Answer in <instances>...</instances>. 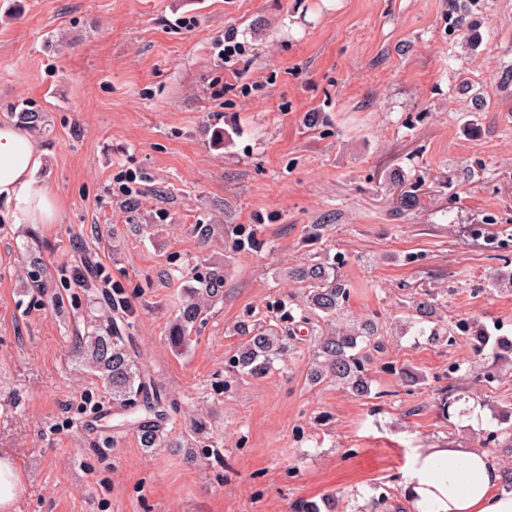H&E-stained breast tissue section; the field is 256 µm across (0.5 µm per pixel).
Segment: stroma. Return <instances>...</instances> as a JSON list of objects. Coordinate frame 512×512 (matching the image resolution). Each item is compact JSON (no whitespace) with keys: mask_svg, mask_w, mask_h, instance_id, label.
Returning <instances> with one entry per match:
<instances>
[{"mask_svg":"<svg viewBox=\"0 0 512 512\" xmlns=\"http://www.w3.org/2000/svg\"><path fill=\"white\" fill-rule=\"evenodd\" d=\"M448 3L0 0V121L45 113L41 178L58 204L52 224L0 221V449L27 484L16 512H404L415 449L483 446L512 407V369L478 386L469 341L428 336L459 320L512 336V293L488 282L512 265V0H483L468 46ZM405 192L416 206L394 212ZM32 232L43 288L21 273ZM310 260L350 282L340 319L379 326L372 398L310 384V323L266 377L225 368L239 322L301 316L288 270ZM88 261L177 404L167 447L120 426L75 352L94 313L77 280ZM216 270L223 298L175 350L183 291ZM429 292L437 318L415 321ZM402 367L423 382L405 385ZM473 404L482 426L460 413Z\"/></svg>","mask_w":512,"mask_h":512,"instance_id":"obj_1","label":"stroma"}]
</instances>
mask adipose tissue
I'll return each instance as SVG.
<instances>
[{
	"label": "adipose tissue",
	"mask_w": 512,
	"mask_h": 512,
	"mask_svg": "<svg viewBox=\"0 0 512 512\" xmlns=\"http://www.w3.org/2000/svg\"><path fill=\"white\" fill-rule=\"evenodd\" d=\"M44 151L18 125L0 124V204L14 224H50L56 199L39 182ZM481 448H420L402 475L408 512H512V491Z\"/></svg>",
	"instance_id": "ef3b65f1"
}]
</instances>
